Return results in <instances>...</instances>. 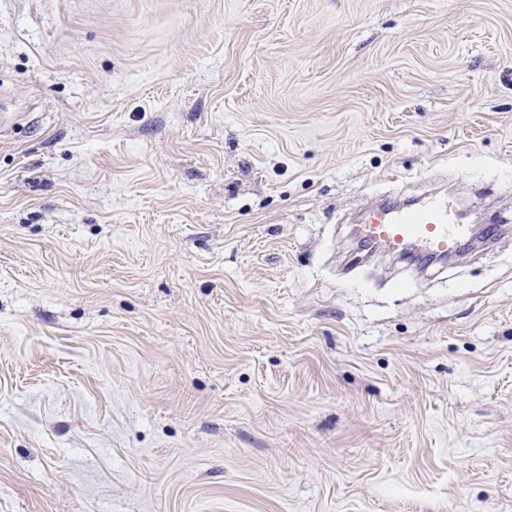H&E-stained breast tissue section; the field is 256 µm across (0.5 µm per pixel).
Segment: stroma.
<instances>
[{
  "label": "stroma",
  "instance_id": "35a3bbf8",
  "mask_svg": "<svg viewBox=\"0 0 512 512\" xmlns=\"http://www.w3.org/2000/svg\"><path fill=\"white\" fill-rule=\"evenodd\" d=\"M0 512H512V0H0ZM464 219V212L444 198H428L415 207L385 201L363 215L357 234L371 250L429 259L467 245L471 228Z\"/></svg>",
  "mask_w": 512,
  "mask_h": 512
}]
</instances>
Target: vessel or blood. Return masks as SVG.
Here are the masks:
<instances>
[{
	"instance_id": "b4317fda",
	"label": "vessel or blood",
	"mask_w": 512,
	"mask_h": 512,
	"mask_svg": "<svg viewBox=\"0 0 512 512\" xmlns=\"http://www.w3.org/2000/svg\"><path fill=\"white\" fill-rule=\"evenodd\" d=\"M470 233L464 212L437 197L413 207L382 202L370 208L358 226L363 247L426 259L459 251Z\"/></svg>"
}]
</instances>
